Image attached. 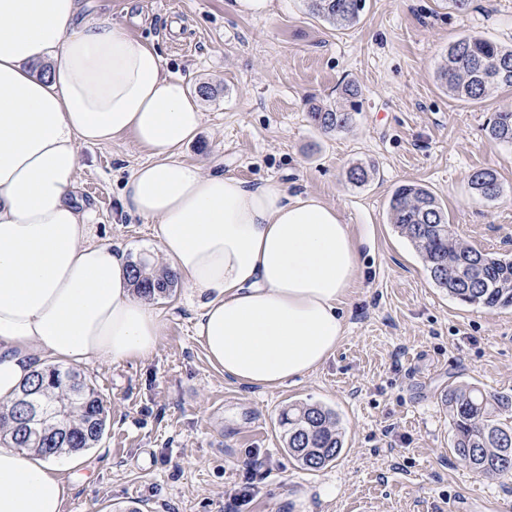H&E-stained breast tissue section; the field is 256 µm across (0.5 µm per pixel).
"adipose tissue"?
Returning a JSON list of instances; mask_svg holds the SVG:
<instances>
[{"label": "adipose tissue", "mask_w": 512, "mask_h": 512, "mask_svg": "<svg viewBox=\"0 0 512 512\" xmlns=\"http://www.w3.org/2000/svg\"><path fill=\"white\" fill-rule=\"evenodd\" d=\"M203 111L156 47L82 0H0V404L47 363L148 359L162 314L76 198L79 148L129 136L152 153L125 184L235 383L296 384L333 356L360 244L335 207L182 162ZM55 457L0 445V512H63Z\"/></svg>", "instance_id": "ef3b65f1"}]
</instances>
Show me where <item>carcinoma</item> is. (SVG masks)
Returning <instances> with one entry per match:
<instances>
[{
	"label": "carcinoma",
	"instance_id": "obj_1",
	"mask_svg": "<svg viewBox=\"0 0 512 512\" xmlns=\"http://www.w3.org/2000/svg\"><path fill=\"white\" fill-rule=\"evenodd\" d=\"M312 16L337 28L359 19L366 0H303ZM437 78L448 94L465 102L485 100L501 88H512V47L468 33L449 44ZM353 106H311L309 122L324 133L352 128ZM486 135L512 145V112H497ZM353 185L368 182L369 169L355 164L345 171ZM471 190L493 202L501 193L497 173L475 171ZM388 221L420 255L431 280L460 301L488 310L512 308V258L466 245L448 223L437 197L417 185H402L388 203ZM134 291L145 298L165 297L176 277L146 261L130 263ZM36 389V400L52 411L35 431L23 423L21 399L0 407V442L45 456L63 457L96 447L107 421L104 395L77 369L47 365L32 374L21 391ZM453 429L452 448L458 463L490 479L512 474V394L490 392L471 385L448 388L445 396ZM285 450L301 468L318 471L335 462L343 450L336 413L316 404H295L281 414Z\"/></svg>",
	"mask_w": 512,
	"mask_h": 512
}]
</instances>
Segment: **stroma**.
Masks as SVG:
<instances>
[{"mask_svg": "<svg viewBox=\"0 0 512 512\" xmlns=\"http://www.w3.org/2000/svg\"><path fill=\"white\" fill-rule=\"evenodd\" d=\"M132 35L152 43L167 72L209 83L203 123L182 161L252 185L275 180L290 195L335 207L362 240V268L343 308L335 354L297 384L262 390L225 379L195 338L198 313L184 280L156 300L166 327L145 360L84 365L108 417L96 448L80 453L63 512H502L512 477L460 466L444 396L478 384L512 392V310L460 303L428 278L389 224L394 190L419 183L439 199L466 244L512 256V145L487 138L496 112H512V89L482 103L449 97L437 79L448 45L478 33L512 45V0H366L359 21L336 30L302 0H272L240 15L234 0H134ZM358 87L351 130L324 133L311 104L341 102ZM77 195L95 215L97 239L127 260L163 264L152 226L125 204L132 170L148 160L131 137L80 149ZM369 165L361 187L345 182ZM496 170L493 203L477 201L473 172ZM336 411L344 448L310 472L284 451L278 425L294 402ZM250 487L245 502L235 494Z\"/></svg>", "mask_w": 512, "mask_h": 512, "instance_id": "obj_1", "label": "stroma"}]
</instances>
